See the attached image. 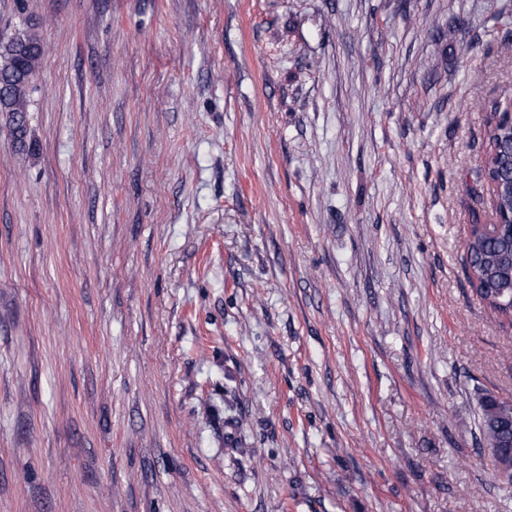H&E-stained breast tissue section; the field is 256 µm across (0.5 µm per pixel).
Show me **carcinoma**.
Masks as SVG:
<instances>
[{
	"mask_svg": "<svg viewBox=\"0 0 512 512\" xmlns=\"http://www.w3.org/2000/svg\"><path fill=\"white\" fill-rule=\"evenodd\" d=\"M42 43L31 25L0 36V111L13 118V130L26 132L31 93L42 57ZM489 151L482 177L493 195L497 227L473 224L466 241V265L473 290L491 311L512 316V101L496 102L487 123ZM480 406L478 430L493 472L512 470V401L475 387Z\"/></svg>",
	"mask_w": 512,
	"mask_h": 512,
	"instance_id": "carcinoma-1",
	"label": "carcinoma"
}]
</instances>
